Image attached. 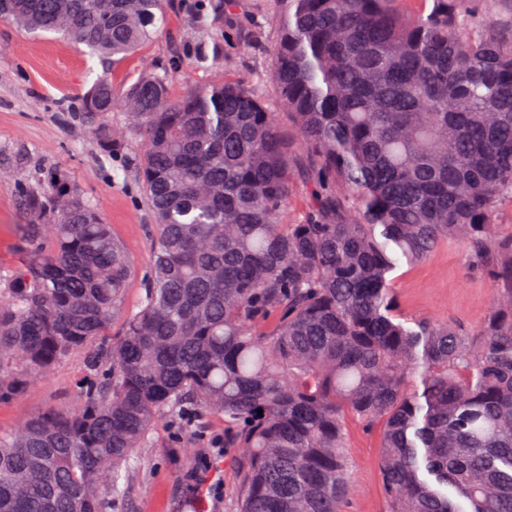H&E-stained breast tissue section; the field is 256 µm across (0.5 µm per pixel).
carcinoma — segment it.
Returning <instances> with one entry per match:
<instances>
[{
    "label": "carcinoma",
    "instance_id": "1",
    "mask_svg": "<svg viewBox=\"0 0 512 512\" xmlns=\"http://www.w3.org/2000/svg\"><path fill=\"white\" fill-rule=\"evenodd\" d=\"M282 0L270 79L308 151L224 75L175 96L111 64L161 0H0V21L98 58L81 109L103 153L138 139L150 269L88 352L74 412L0 436V512H107L158 417L224 418L237 512H346V422L380 429L388 512H512V20L462 0ZM122 99L128 123L107 116ZM314 218L282 221L295 181ZM28 256L0 277V385L21 389L118 316L130 260L80 193L20 186ZM449 241L487 270L476 330L402 318L393 274ZM263 410L257 414V410Z\"/></svg>",
    "mask_w": 512,
    "mask_h": 512
}]
</instances>
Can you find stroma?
Here are the masks:
<instances>
[{
	"label": "stroma",
	"instance_id": "obj_1",
	"mask_svg": "<svg viewBox=\"0 0 512 512\" xmlns=\"http://www.w3.org/2000/svg\"><path fill=\"white\" fill-rule=\"evenodd\" d=\"M280 13L281 0H236L219 16L211 0H164L156 33L113 64L112 84L123 88L154 69L169 75L179 95L226 74L239 77L276 112L283 133L293 135L292 119L269 81ZM203 41L219 44L221 55L199 62ZM100 72L99 62L73 45L34 37L0 21V274L25 257L20 233L27 218L17 189L40 169L59 186L89 199L124 247L131 270L123 308L131 311L144 296L153 218L133 167L142 151L140 141L105 155L81 116L80 99ZM395 290L404 318H449L473 329L487 318L493 295L491 282L472 269L456 242L440 246L418 266L397 270ZM84 361V352L73 353L19 393L0 394V434L14 432L39 412L73 409ZM203 424L187 452L171 444L177 433L172 419H157L153 446L132 464L117 512H187L200 493L208 512H236L238 473L230 455L211 450L212 438L224 432V420L212 413ZM347 444L354 488L350 512H386L379 430L349 422Z\"/></svg>",
	"mask_w": 512,
	"mask_h": 512
}]
</instances>
